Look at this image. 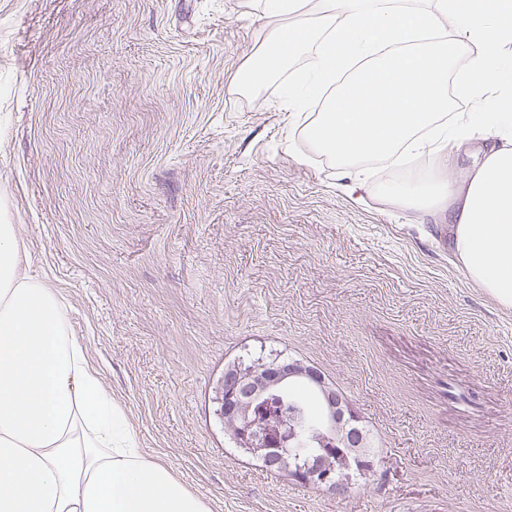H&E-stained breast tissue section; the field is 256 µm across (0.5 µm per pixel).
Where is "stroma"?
I'll use <instances>...</instances> for the list:
<instances>
[{"instance_id": "stroma-1", "label": "stroma", "mask_w": 512, "mask_h": 512, "mask_svg": "<svg viewBox=\"0 0 512 512\" xmlns=\"http://www.w3.org/2000/svg\"><path fill=\"white\" fill-rule=\"evenodd\" d=\"M254 0H0V222L63 299L140 448L210 512H512V310L447 212L400 210L234 89ZM293 357L353 403L347 494L236 448L215 388Z\"/></svg>"}]
</instances>
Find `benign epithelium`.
<instances>
[{
	"mask_svg": "<svg viewBox=\"0 0 512 512\" xmlns=\"http://www.w3.org/2000/svg\"><path fill=\"white\" fill-rule=\"evenodd\" d=\"M304 386L311 390L319 403V432L329 440V447L320 448L306 465L293 476L303 483L324 485L338 494L348 491V483L336 479V471L324 463L322 454L336 455L345 460L341 448H350L356 455L367 454L360 447L362 433L353 404L314 366L298 359H277L258 363L249 368H230L215 390L216 401L226 415L236 420L233 439L244 452L268 465L288 468V445L294 440L297 426L285 432H273L265 426V408L271 399L290 387Z\"/></svg>",
	"mask_w": 512,
	"mask_h": 512,
	"instance_id": "1",
	"label": "benign epithelium"
}]
</instances>
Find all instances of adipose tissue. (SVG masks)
Here are the masks:
<instances>
[{
  "mask_svg": "<svg viewBox=\"0 0 512 512\" xmlns=\"http://www.w3.org/2000/svg\"><path fill=\"white\" fill-rule=\"evenodd\" d=\"M261 46L237 89L294 115L330 91L301 131L340 171L369 157L430 155L482 136L467 182L443 174L381 180L382 202L430 211L456 199L448 227L464 276L512 309V0H259ZM480 46V53L469 50ZM306 58L297 68V58ZM473 111L453 120L448 77ZM0 512H209L170 467L149 459L72 333L60 295L31 272L22 228L0 224Z\"/></svg>",
  "mask_w": 512,
  "mask_h": 512,
  "instance_id": "ef3b65f1",
  "label": "adipose tissue"
}]
</instances>
